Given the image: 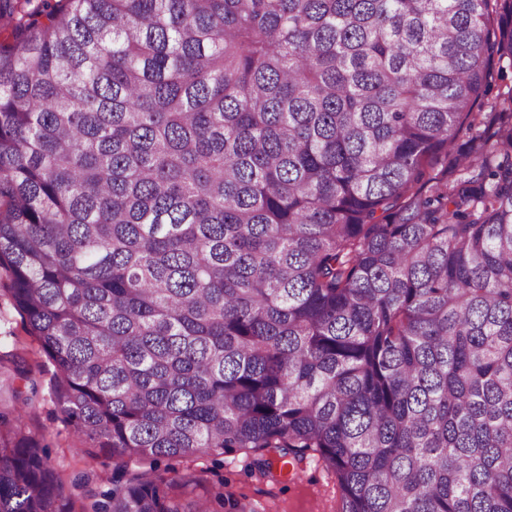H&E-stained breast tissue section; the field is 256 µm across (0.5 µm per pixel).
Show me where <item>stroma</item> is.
<instances>
[{
	"mask_svg": "<svg viewBox=\"0 0 512 512\" xmlns=\"http://www.w3.org/2000/svg\"><path fill=\"white\" fill-rule=\"evenodd\" d=\"M22 355L41 384L39 400L24 414L26 431L36 435L46 447L50 464L63 478L71 479L80 472H89L90 480L79 494L84 502L99 499L108 489L111 466H88L82 454L85 439L66 425L51 393L54 365L30 336L23 317L9 298L0 295V373L13 374V355ZM198 468L207 470V486H223L226 495L237 499L245 512H340V492L322 462L304 463L297 476L277 474L275 478L260 477L252 471L241 452L199 458Z\"/></svg>",
	"mask_w": 512,
	"mask_h": 512,
	"instance_id": "stroma-1",
	"label": "stroma"
}]
</instances>
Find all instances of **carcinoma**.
<instances>
[{"label":"carcinoma","mask_w":512,"mask_h":512,"mask_svg":"<svg viewBox=\"0 0 512 512\" xmlns=\"http://www.w3.org/2000/svg\"><path fill=\"white\" fill-rule=\"evenodd\" d=\"M0 269L102 499L0 403V512H512V0H0ZM441 166V174L426 172ZM240 451L196 460L198 469L208 468L205 486L211 490L224 483V494L237 499L245 512H340L341 499L331 473L321 461L309 460L295 477L279 473L262 478L247 464ZM106 466L95 464L93 471L90 472V480L82 489L76 493L80 494L86 504L100 499V494L110 487L109 479L112 476V460H105Z\"/></svg>","instance_id":"carcinoma-1"}]
</instances>
